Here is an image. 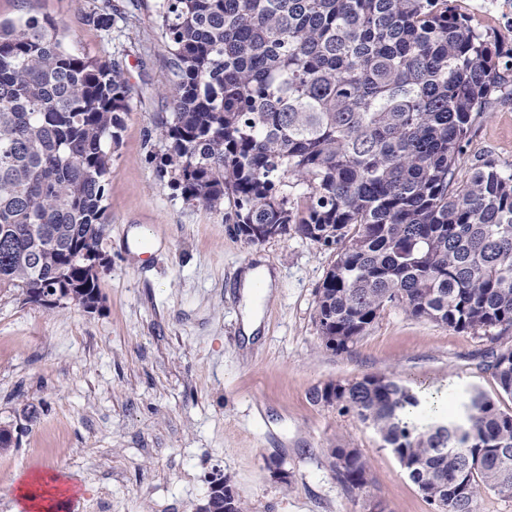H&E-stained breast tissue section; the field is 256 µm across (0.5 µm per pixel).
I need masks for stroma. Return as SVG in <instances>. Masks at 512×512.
<instances>
[{
    "mask_svg": "<svg viewBox=\"0 0 512 512\" xmlns=\"http://www.w3.org/2000/svg\"><path fill=\"white\" fill-rule=\"evenodd\" d=\"M93 2L0 0V20L51 17L71 53L118 60L130 89L104 201L99 310L0 297V427H28L0 453V512H15L20 474L48 466L78 488L68 512H196L215 472L246 512H435L370 427L311 393L384 374L450 398L474 389L512 413L483 367L512 347V329L459 333L389 306L348 352L328 350L315 300L334 252L292 232L249 244L230 206H199L159 177L169 69L154 0L108 34L84 19ZM486 161L512 168V96L501 91L471 126L458 180ZM259 265L277 273V292L250 340L241 278ZM339 443L368 459L365 494L332 471Z\"/></svg>",
    "mask_w": 512,
    "mask_h": 512,
    "instance_id": "stroma-1",
    "label": "stroma"
}]
</instances>
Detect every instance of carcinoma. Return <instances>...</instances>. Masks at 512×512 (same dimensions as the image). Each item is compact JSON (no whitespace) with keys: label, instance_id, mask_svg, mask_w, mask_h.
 Instances as JSON below:
<instances>
[{"label":"carcinoma","instance_id":"cac0c4a2","mask_svg":"<svg viewBox=\"0 0 512 512\" xmlns=\"http://www.w3.org/2000/svg\"><path fill=\"white\" fill-rule=\"evenodd\" d=\"M168 38L170 115L158 172L188 201L228 200L336 251L316 294L325 347L349 350L388 305L476 334L512 328V171L456 181L473 121L503 78L485 35L448 0H155ZM86 22L104 32L112 0ZM124 70L79 57L46 18L0 22V296L59 288L101 299L83 254L108 223L104 196L128 110ZM306 187L302 212L293 191ZM512 396V349L487 364ZM371 427L439 512L512 496V414L477 390L460 404L385 375L315 389ZM364 492L357 448L330 449Z\"/></svg>","mask_w":512,"mask_h":512}]
</instances>
